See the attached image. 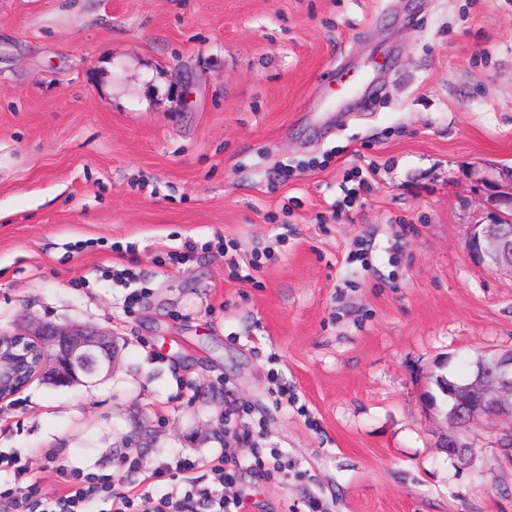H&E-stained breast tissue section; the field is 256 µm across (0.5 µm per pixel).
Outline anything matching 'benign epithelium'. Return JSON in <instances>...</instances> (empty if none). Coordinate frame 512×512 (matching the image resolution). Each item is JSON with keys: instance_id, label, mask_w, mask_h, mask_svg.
<instances>
[{"instance_id": "7a95c632", "label": "benign epithelium", "mask_w": 512, "mask_h": 512, "mask_svg": "<svg viewBox=\"0 0 512 512\" xmlns=\"http://www.w3.org/2000/svg\"><path fill=\"white\" fill-rule=\"evenodd\" d=\"M468 251L495 269L512 271V200L508 212L487 224L473 225ZM116 347L109 332L81 324L29 320L12 332H0V400L8 399L41 377L58 387L89 385L112 370ZM463 429L479 415L500 416L497 445L504 462L512 465V351L496 357V374L477 377L451 393ZM448 456L463 457L472 448L458 432L444 443Z\"/></svg>"}]
</instances>
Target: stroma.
<instances>
[{
    "label": "stroma",
    "mask_w": 512,
    "mask_h": 512,
    "mask_svg": "<svg viewBox=\"0 0 512 512\" xmlns=\"http://www.w3.org/2000/svg\"><path fill=\"white\" fill-rule=\"evenodd\" d=\"M511 194L512 0H0V331L118 349L0 401V453L125 490L234 400L285 460L196 470L242 512H512L503 420L452 459L428 400L512 349V273L467 250Z\"/></svg>",
    "instance_id": "35a3bbf8"
}]
</instances>
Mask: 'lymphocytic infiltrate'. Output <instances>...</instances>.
I'll return each mask as SVG.
<instances>
[{"label":"lymphocytic infiltrate","instance_id":"1","mask_svg":"<svg viewBox=\"0 0 512 512\" xmlns=\"http://www.w3.org/2000/svg\"><path fill=\"white\" fill-rule=\"evenodd\" d=\"M45 466L59 483L58 495L46 496L40 480L31 476L28 459L18 455L0 454V468L13 471L16 486H0V512H87L97 499L111 503L110 512H241L240 501L207 489L199 488L194 477L201 461L192 456L179 458L175 464L161 462L148 470L151 481H180L186 487L183 497H154L151 493L116 489L111 478L89 476L74 477L66 465L61 464L56 453H46Z\"/></svg>","mask_w":512,"mask_h":512}]
</instances>
